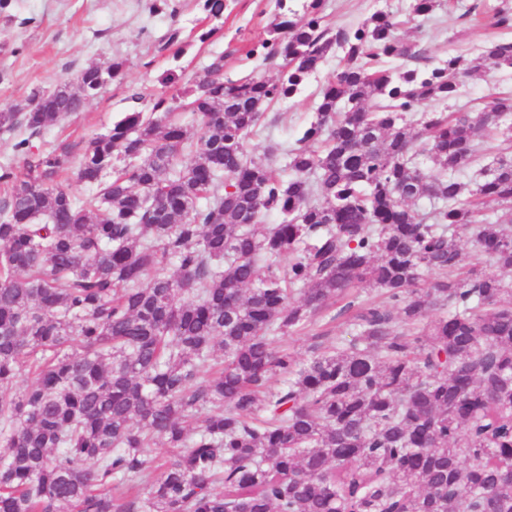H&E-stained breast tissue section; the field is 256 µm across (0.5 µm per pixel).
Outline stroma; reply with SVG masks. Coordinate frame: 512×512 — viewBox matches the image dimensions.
Wrapping results in <instances>:
<instances>
[{
    "label": "stroma",
    "instance_id": "obj_1",
    "mask_svg": "<svg viewBox=\"0 0 512 512\" xmlns=\"http://www.w3.org/2000/svg\"><path fill=\"white\" fill-rule=\"evenodd\" d=\"M151 0H10L0 11V111L26 102L34 91L51 90L76 82L80 71L112 58L125 62L122 79L107 82L98 95L76 114L42 130L34 138L36 151L68 150L78 157L89 141L109 131L130 107L132 92L146 103L171 95L162 84L174 71L181 85L192 83L211 60L223 57L227 76L273 78L278 67L251 56L252 44L266 38L279 11L276 0H225L224 24L213 29L199 0H171L161 11H150ZM471 0H452L426 16L410 15V0H325L326 24L333 29L361 23L372 13L399 15L401 38L417 42L435 59L456 54H477L491 30L461 18ZM179 29L176 50H162L172 29ZM341 56L327 57L294 97L273 105L248 150L256 156L282 160L312 119L317 95L336 75ZM512 91V72L479 67L464 92L451 101L460 109L489 93ZM327 333L330 340L349 343L354 328L349 318L322 316L316 323L286 337L285 346L308 358L313 334Z\"/></svg>",
    "mask_w": 512,
    "mask_h": 512
}]
</instances>
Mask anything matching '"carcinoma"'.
Instances as JSON below:
<instances>
[{
  "instance_id": "obj_1",
  "label": "carcinoma",
  "mask_w": 512,
  "mask_h": 512,
  "mask_svg": "<svg viewBox=\"0 0 512 512\" xmlns=\"http://www.w3.org/2000/svg\"><path fill=\"white\" fill-rule=\"evenodd\" d=\"M323 6L304 0L251 49L282 60L277 79L227 77L219 56L93 138L76 164L96 189L84 201L58 181L68 152L14 142L0 512H512V280L483 272H512V94L448 112L473 60H434L383 11L333 31ZM489 11L503 37L478 59L512 70V5ZM337 51L286 179L248 140ZM123 71L111 59L36 91L0 131L38 134ZM427 102L440 107L415 118ZM356 283L384 301L352 316L348 345L316 334L306 363L276 346ZM217 346L224 364L204 377ZM158 445L175 449L160 465Z\"/></svg>"
}]
</instances>
